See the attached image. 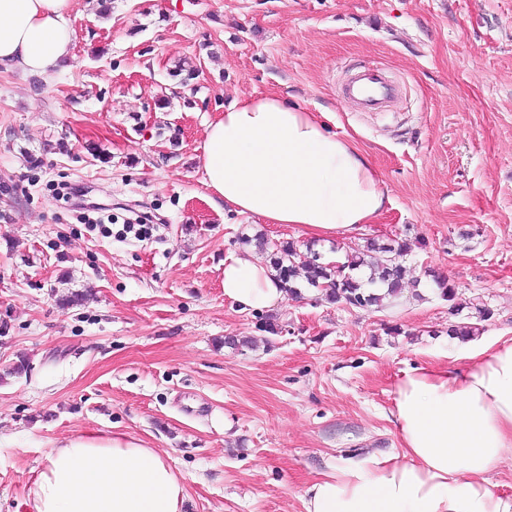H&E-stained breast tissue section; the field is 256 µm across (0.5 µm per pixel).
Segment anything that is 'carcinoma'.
<instances>
[{"label": "carcinoma", "instance_id": "obj_1", "mask_svg": "<svg viewBox=\"0 0 512 512\" xmlns=\"http://www.w3.org/2000/svg\"><path fill=\"white\" fill-rule=\"evenodd\" d=\"M411 252L412 243L407 239L382 244L370 239L363 247L345 254L342 275L338 276L317 255L308 259L295 243L286 242L276 248L270 264L293 299L301 297L302 289L307 288L321 292L333 304L367 307L399 296L405 287V259ZM432 278L440 297L450 302L453 310H459L454 285L436 274Z\"/></svg>", "mask_w": 512, "mask_h": 512}]
</instances>
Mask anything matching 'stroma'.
<instances>
[{"mask_svg":"<svg viewBox=\"0 0 512 512\" xmlns=\"http://www.w3.org/2000/svg\"><path fill=\"white\" fill-rule=\"evenodd\" d=\"M70 23L65 68L0 69V512H27L49 451L87 434L158 450L183 512H304L337 462L400 453L405 374L469 367L449 323L512 336V0H74ZM361 64L400 84L389 111L343 99ZM265 94L323 113L378 171L374 223L312 244L204 201L208 121ZM63 182L111 210V236L55 202ZM145 218L150 236L125 232ZM369 238L413 243L382 306L224 297L227 257L291 241L333 260Z\"/></svg>","mask_w":512,"mask_h":512,"instance_id":"1","label":"stroma"}]
</instances>
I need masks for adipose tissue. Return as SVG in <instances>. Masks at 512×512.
Masks as SVG:
<instances>
[{
    "label": "adipose tissue",
    "mask_w": 512,
    "mask_h": 512,
    "mask_svg": "<svg viewBox=\"0 0 512 512\" xmlns=\"http://www.w3.org/2000/svg\"><path fill=\"white\" fill-rule=\"evenodd\" d=\"M73 0H0V67L51 76L72 55ZM198 156L207 201L237 216L293 224L329 240L384 210L377 171L315 113L278 97H239L207 125ZM224 295L272 309L282 283L250 252L224 261ZM463 372L417 368L398 385L402 450L332 467L305 490L304 512H512L490 474L512 452V339L466 341ZM185 489L155 449L83 435L52 449L30 484L28 512H181Z\"/></svg>",
    "instance_id": "adipose-tissue-1"
}]
</instances>
